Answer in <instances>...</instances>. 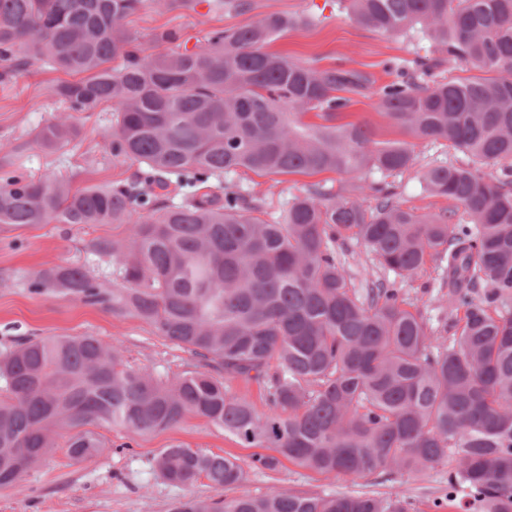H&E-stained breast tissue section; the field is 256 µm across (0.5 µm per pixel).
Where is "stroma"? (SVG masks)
Instances as JSON below:
<instances>
[{"label":"stroma","mask_w":512,"mask_h":512,"mask_svg":"<svg viewBox=\"0 0 512 512\" xmlns=\"http://www.w3.org/2000/svg\"><path fill=\"white\" fill-rule=\"evenodd\" d=\"M253 8L237 12L217 7L202 13L194 5L169 9L146 5L132 15L128 30L147 52H156L155 33L175 32L181 48H206L214 32L252 23L269 13H283L305 19V26L288 30L270 46L272 52L300 62H317L326 68L337 64L362 71L371 80L368 90L351 97L348 118L368 124L376 140L399 139V131L378 113V89L391 82L389 66L407 67L413 59L426 55L427 38L419 31L390 38L357 24L346 10L345 0H252ZM64 72L47 64L32 62L10 82L0 83V157L11 155V169L26 178L52 174L71 175L78 186H103L131 176L135 163L112 152V114L108 111L76 112L72 118L81 129L65 153H51L36 142V133L62 117L63 104L49 93L51 85L67 81ZM367 184L386 183L399 201L422 211L452 210L454 204L443 197L428 195L417 170L383 175L365 173ZM224 182L246 191L266 194L268 216H279L292 196L318 183L333 193H341L347 176L333 172L315 175L259 176L251 172L225 174ZM113 224H39L15 231L0 232V352L9 349L21 336H95L120 345L132 364L148 368L164 377L193 369L189 352L153 334L144 322L118 318L101 305H89L80 298L46 290L31 292L35 274L57 266H78L94 278L112 283V263L92 249L93 241L123 236ZM401 291L440 339L454 332L459 312L450 310L448 291L441 286V274L434 263L401 284ZM104 439L112 451L83 463H73L66 448L54 449L44 463L24 478L25 492L0 489V512H170L174 502L187 495L219 498L220 490L199 480L185 488L157 478L153 458L160 449L176 443L216 454H231L246 467V479L237 494L267 495L285 489L353 494L372 492L389 495L391 483L374 478L323 476L291 463L277 470L252 469L254 449L241 447L205 420L190 417L180 426L149 436H134L107 427ZM409 512H435L434 504L448 487L444 468L410 479Z\"/></svg>","instance_id":"35a3bbf8"}]
</instances>
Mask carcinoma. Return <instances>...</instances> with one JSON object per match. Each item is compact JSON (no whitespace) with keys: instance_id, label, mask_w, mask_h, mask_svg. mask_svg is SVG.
<instances>
[{"instance_id":"carcinoma-1","label":"carcinoma","mask_w":512,"mask_h":512,"mask_svg":"<svg viewBox=\"0 0 512 512\" xmlns=\"http://www.w3.org/2000/svg\"><path fill=\"white\" fill-rule=\"evenodd\" d=\"M146 0H0V78L32 61L77 77L50 87L70 112H113L112 153L138 165L124 180L76 187L73 179H0V232L35 224H117L102 239L112 290L80 267L41 272L55 288L118 318H136L188 351L197 369L157 378L95 336L29 338L0 357V488L24 476L67 435L74 461L108 446L96 428L146 436L186 418L207 421L244 448H270L252 466L282 460L328 480L404 477L448 466L440 507L465 497L479 512H512V0H347L360 25L396 38L418 27L431 42L418 67L445 61L480 76L424 82L398 72L379 88L380 114L404 138L377 141L343 121L369 79L338 64L300 65L268 51L306 24L266 14L214 33L200 51L150 53L127 19ZM321 120L305 124L308 113ZM78 136L71 117L41 128L55 152ZM444 141L467 161L428 165L425 189L463 209L420 212L362 174L416 165L415 147ZM490 168L500 176L487 174ZM244 169L258 176L336 172L353 184L333 194L309 185L283 218L265 199L212 181ZM374 193L366 209L354 193ZM181 195L169 203L171 191ZM362 242L401 278L429 263L442 271L463 317L438 342L407 309L396 282L352 286L336 244ZM486 288L479 293L480 288ZM256 383L261 412L226 382ZM163 481L233 490L246 472L231 456L174 444L159 451ZM406 491L310 493L288 489L219 499L190 496L171 512H409Z\"/></svg>"}]
</instances>
